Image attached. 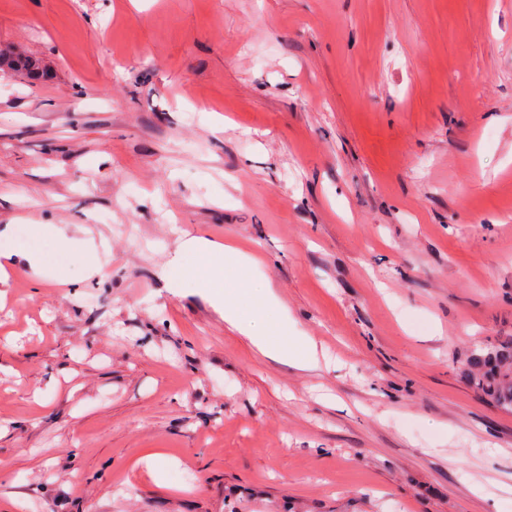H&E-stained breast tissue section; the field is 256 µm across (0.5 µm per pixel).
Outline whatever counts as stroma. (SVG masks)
<instances>
[{
  "label": "stroma",
  "mask_w": 512,
  "mask_h": 512,
  "mask_svg": "<svg viewBox=\"0 0 512 512\" xmlns=\"http://www.w3.org/2000/svg\"><path fill=\"white\" fill-rule=\"evenodd\" d=\"M0 512H512V0H0ZM35 224L92 228L101 279ZM259 259L304 371L155 275ZM19 255L27 259L29 265L35 270H38L39 267L43 265L42 257L38 253L21 252L8 244H0V275L2 276L1 281H3V276L6 274V269L15 264L16 258ZM461 374L494 406L512 411V338L473 350Z\"/></svg>",
  "instance_id": "stroma-1"
}]
</instances>
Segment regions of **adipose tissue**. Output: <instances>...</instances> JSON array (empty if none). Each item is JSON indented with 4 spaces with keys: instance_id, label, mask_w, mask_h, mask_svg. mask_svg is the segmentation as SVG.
Listing matches in <instances>:
<instances>
[{
    "instance_id": "ef3b65f1",
    "label": "adipose tissue",
    "mask_w": 512,
    "mask_h": 512,
    "mask_svg": "<svg viewBox=\"0 0 512 512\" xmlns=\"http://www.w3.org/2000/svg\"><path fill=\"white\" fill-rule=\"evenodd\" d=\"M196 257L186 266L187 257ZM254 262L242 247L220 244L183 233L157 277L176 296L199 295L217 311L231 329L246 338L261 355L285 360L302 370L319 366L313 340L298 342L288 334V311L268 288H254L245 272Z\"/></svg>"
}]
</instances>
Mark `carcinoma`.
<instances>
[{"label":"carcinoma","mask_w":512,"mask_h":512,"mask_svg":"<svg viewBox=\"0 0 512 512\" xmlns=\"http://www.w3.org/2000/svg\"><path fill=\"white\" fill-rule=\"evenodd\" d=\"M462 377L494 406L512 411V338L472 351Z\"/></svg>","instance_id":"carcinoma-1"}]
</instances>
